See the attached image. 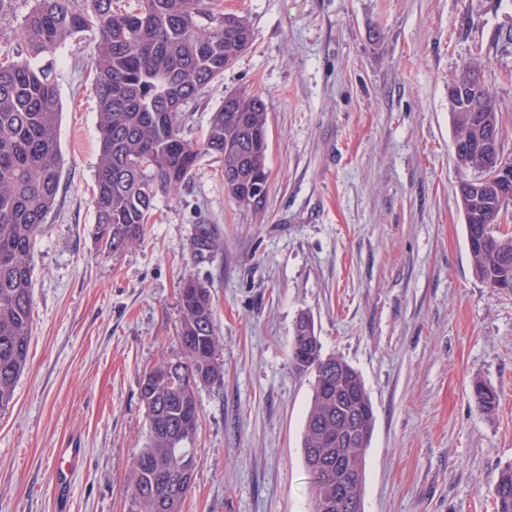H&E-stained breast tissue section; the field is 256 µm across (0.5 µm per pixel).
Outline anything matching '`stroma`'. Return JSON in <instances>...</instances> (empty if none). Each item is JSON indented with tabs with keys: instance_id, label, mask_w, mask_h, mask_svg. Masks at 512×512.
I'll return each instance as SVG.
<instances>
[{
	"instance_id": "stroma-1",
	"label": "stroma",
	"mask_w": 512,
	"mask_h": 512,
	"mask_svg": "<svg viewBox=\"0 0 512 512\" xmlns=\"http://www.w3.org/2000/svg\"><path fill=\"white\" fill-rule=\"evenodd\" d=\"M35 0H0V61L24 56ZM254 40L187 107L202 139L227 92L267 107L270 176L258 206L204 157L160 198L137 243L101 253L91 34L44 64L58 89L56 206L32 258L29 358L0 410V512H130L147 446L140 382L181 357L177 293L205 283L222 378L198 390L194 485L182 512H312L303 455L314 374L291 357L308 315L323 355L361 375L375 425L363 512H495L512 465V294L475 275L457 203L448 84L481 58L512 154V0H220ZM207 227L215 246L199 252ZM499 393L480 412L471 385ZM84 450L58 491L54 448Z\"/></svg>"
}]
</instances>
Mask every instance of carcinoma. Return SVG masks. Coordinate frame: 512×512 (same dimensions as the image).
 I'll list each match as a JSON object with an SVG mask.
<instances>
[{
  "label": "carcinoma",
  "instance_id": "obj_1",
  "mask_svg": "<svg viewBox=\"0 0 512 512\" xmlns=\"http://www.w3.org/2000/svg\"><path fill=\"white\" fill-rule=\"evenodd\" d=\"M90 32L98 100L100 149L92 207L94 238L114 255L137 242L160 196L177 192L206 156L223 165L227 197L257 205L268 167V118L260 93H228L211 113L204 137L183 135L185 107L222 78L249 48L254 34L246 18L215 14L208 0H35L21 36L27 56L0 64V408L13 400L29 351L32 327V253L41 226L54 209L62 172L60 101L54 80L31 60L54 54L63 43ZM452 82L465 96L449 103L455 138L468 143L460 156L457 198L466 225L476 277L498 291H512V235L499 230L512 205L490 180L504 157L503 112L489 92L480 63H465ZM177 339L183 357L169 381L140 390L147 409L150 443L129 468L133 512H181L192 488L184 476L195 463L185 447L199 425L200 373L219 377V343L214 334L208 289L187 276L178 292ZM307 317L297 320L292 343L296 367L315 374L306 415L304 462L312 477L313 512H336L330 498L336 461L342 455L358 468L360 494L369 441L336 447V426L360 416L370 401L361 375L350 364L343 380L329 375L336 357L322 354ZM472 395L479 411L493 414L499 395L476 380ZM496 512H512V466L494 487Z\"/></svg>",
  "mask_w": 512,
  "mask_h": 512
}]
</instances>
